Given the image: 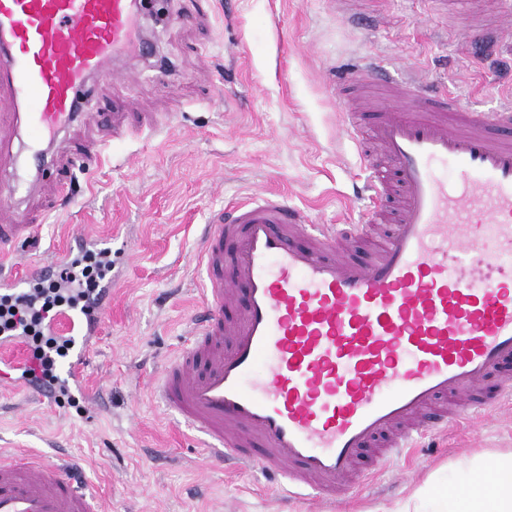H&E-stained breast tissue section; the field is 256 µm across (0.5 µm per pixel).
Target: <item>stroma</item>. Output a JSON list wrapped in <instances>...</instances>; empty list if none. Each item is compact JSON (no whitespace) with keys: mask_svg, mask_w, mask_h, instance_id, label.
Listing matches in <instances>:
<instances>
[{"mask_svg":"<svg viewBox=\"0 0 512 512\" xmlns=\"http://www.w3.org/2000/svg\"><path fill=\"white\" fill-rule=\"evenodd\" d=\"M207 17H142L151 54L113 59L122 78L92 80L86 114L68 138L104 140V118L132 113L136 132L109 143L94 171L75 173L69 203L48 173L23 200L37 236L16 266L46 258L71 233L112 252V305L90 359L101 407L15 394L0 400V449L65 455L100 512H307L282 499L260 469L232 472L206 458L158 404L154 371L190 337L203 273L199 228L258 189L285 194L320 224H353L355 189L370 173L346 130L343 77L366 55L392 74L441 81L474 108L512 103V37L472 0L437 14L427 0H214ZM492 28L476 53L463 35ZM377 479L326 512H383L415 504L425 484L456 493L472 512L478 484L468 461L494 467L512 451V403L425 438Z\"/></svg>","mask_w":512,"mask_h":512,"instance_id":"obj_1","label":"stroma"}]
</instances>
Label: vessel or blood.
Returning a JSON list of instances; mask_svg holds the SVG:
<instances>
[{
  "mask_svg": "<svg viewBox=\"0 0 512 512\" xmlns=\"http://www.w3.org/2000/svg\"><path fill=\"white\" fill-rule=\"evenodd\" d=\"M143 0H0V115L28 133L35 170L63 156L93 169L102 144L74 147L93 78L140 52ZM392 86L374 113L350 108L379 155L357 224H318L258 191L200 232L204 309L158 373L156 396L207 453L260 466L279 494L346 493L416 437L512 396V105L488 112L445 87ZM32 169V170H33ZM30 172V171H29ZM29 172L0 169V253L30 241L18 213ZM74 247L0 273V296L56 279ZM111 293L51 323L72 350L61 382L22 376V337L0 338V390L58 401L83 390ZM0 512H93L75 466L0 453Z\"/></svg>",
  "mask_w": 512,
  "mask_h": 512,
  "instance_id": "obj_1",
  "label": "vessel or blood"
}]
</instances>
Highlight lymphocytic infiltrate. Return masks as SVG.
Returning <instances> with one entry per match:
<instances>
[{
  "mask_svg": "<svg viewBox=\"0 0 512 512\" xmlns=\"http://www.w3.org/2000/svg\"><path fill=\"white\" fill-rule=\"evenodd\" d=\"M112 277V254L106 250H88L74 258L58 279L33 284L14 301L0 298V335H21L30 351L26 366L37 380L56 378L59 361L68 355L66 340L51 335L50 319L59 310H85Z\"/></svg>",
  "mask_w": 512,
  "mask_h": 512,
  "instance_id": "1",
  "label": "lymphocytic infiltrate"
}]
</instances>
